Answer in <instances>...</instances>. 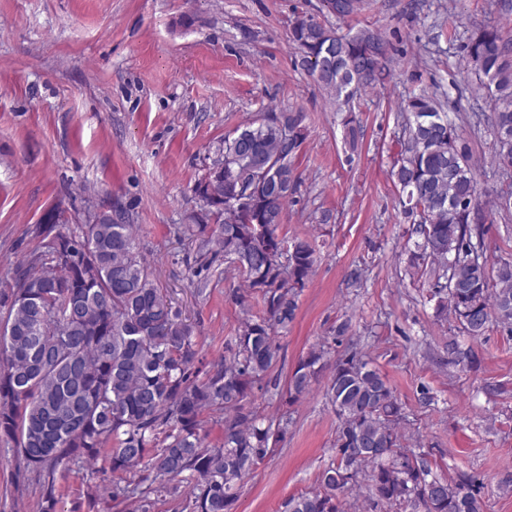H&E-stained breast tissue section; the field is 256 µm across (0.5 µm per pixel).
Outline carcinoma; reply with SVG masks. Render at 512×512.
I'll return each mask as SVG.
<instances>
[{
	"instance_id": "cac0c4a2",
	"label": "carcinoma",
	"mask_w": 512,
	"mask_h": 512,
	"mask_svg": "<svg viewBox=\"0 0 512 512\" xmlns=\"http://www.w3.org/2000/svg\"><path fill=\"white\" fill-rule=\"evenodd\" d=\"M387 52L386 42L365 29L338 34L320 23L292 29L299 53H336L355 62L363 35ZM473 69L491 75L492 110L483 116L491 131L512 130V41L484 28L464 45ZM336 104L350 107L348 77L317 80ZM409 135L397 141L391 177L399 186L401 213L418 238L408 257L413 275L429 276V301L436 314L471 336L496 324L512 333V261H480L486 231L451 208L418 221L406 208L407 193L423 204L434 198L464 199L479 210L502 215L497 202H483L476 165L465 139L456 159L462 175L448 180V128L456 124L425 89L402 105ZM351 153L361 136L356 116L342 118ZM307 138L304 114L266 112L224 135L194 187L212 211L216 227L186 224L197 261L224 254L241 284L229 292L239 307L228 356L207 370L196 367L194 326L154 277L139 251L133 225L75 224L66 232L44 229L42 250L19 266L14 284L0 290V439L16 443L24 469L52 474L57 467L102 460L122 475L101 486L114 502L135 499L137 512H153L162 497H175L192 484L186 512H233L240 483L273 455L288 423L266 419L257 396L274 393L288 405L309 394L329 372L326 396L334 407L336 455L318 486L293 495L283 512H344L343 498L363 487L370 508H411L422 512H484L482 483L469 473L448 479L432 475L426 454L403 445V406L386 377L366 371L370 363L353 346L331 359L325 345L301 357L278 391L271 377L279 346L276 337L295 320L298 301L315 271L316 249L307 238L279 237L288 201L299 176L294 159ZM274 176L250 195L244 210L224 207L225 180L211 170L227 165L236 186H255L258 165ZM266 226L259 234L256 225ZM455 259L448 265V259ZM456 287H448V281ZM38 287H33V284ZM261 303L252 311L251 300ZM475 354L448 342V363L465 370ZM224 423V441L203 443L205 415Z\"/></svg>"
}]
</instances>
